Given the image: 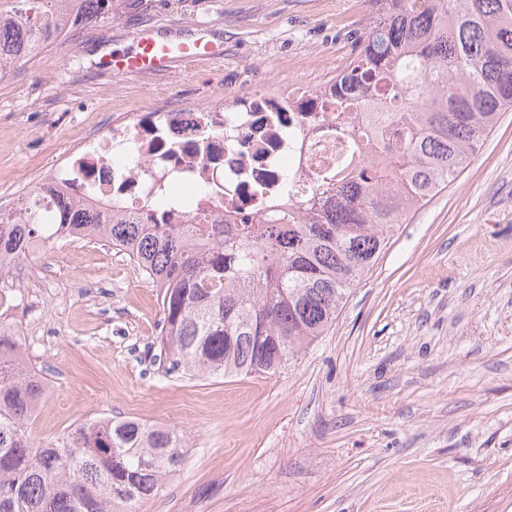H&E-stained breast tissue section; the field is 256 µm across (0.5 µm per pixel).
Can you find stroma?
Masks as SVG:
<instances>
[{"label": "stroma", "instance_id": "1", "mask_svg": "<svg viewBox=\"0 0 512 512\" xmlns=\"http://www.w3.org/2000/svg\"><path fill=\"white\" fill-rule=\"evenodd\" d=\"M374 0H112L0 84V196L102 113L206 105L335 77ZM202 25L223 58L160 74L99 69L139 31ZM30 258L15 319L48 391L35 440L134 417L187 447L140 512H512V111L401 225L329 332L274 376L188 377L161 354L156 288L124 252L76 241Z\"/></svg>", "mask_w": 512, "mask_h": 512}]
</instances>
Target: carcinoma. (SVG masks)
Returning a JSON list of instances; mask_svg holds the SVG:
<instances>
[{
    "label": "carcinoma",
    "mask_w": 512,
    "mask_h": 512,
    "mask_svg": "<svg viewBox=\"0 0 512 512\" xmlns=\"http://www.w3.org/2000/svg\"><path fill=\"white\" fill-rule=\"evenodd\" d=\"M337 74L358 160L314 180L318 205L238 224L120 223L39 194L0 208V283L62 235L124 252L158 288L163 349L185 376H275L336 321L396 227L464 170L512 110V0H376ZM0 65L32 62L112 0H0ZM48 388L0 321V512H139L185 461L174 429L105 417L47 442L27 426Z\"/></svg>",
    "instance_id": "cac0c4a2"
}]
</instances>
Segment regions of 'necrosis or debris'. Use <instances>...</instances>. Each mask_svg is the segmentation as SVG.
Masks as SVG:
<instances>
[{
  "mask_svg": "<svg viewBox=\"0 0 512 512\" xmlns=\"http://www.w3.org/2000/svg\"><path fill=\"white\" fill-rule=\"evenodd\" d=\"M327 81L177 109L107 114L38 171L45 200L127 216L140 224L217 223L315 200V175L343 166Z\"/></svg>",
  "mask_w": 512,
  "mask_h": 512,
  "instance_id": "1",
  "label": "necrosis or debris"
}]
</instances>
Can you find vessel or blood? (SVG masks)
<instances>
[{
    "label": "vessel or blood",
    "instance_id": "1",
    "mask_svg": "<svg viewBox=\"0 0 512 512\" xmlns=\"http://www.w3.org/2000/svg\"><path fill=\"white\" fill-rule=\"evenodd\" d=\"M222 42L204 27L195 28L181 38H167L153 31H142L132 47L121 53L105 52L98 59L101 69L116 74L159 71L175 61L209 60L221 56Z\"/></svg>",
    "mask_w": 512,
    "mask_h": 512
}]
</instances>
